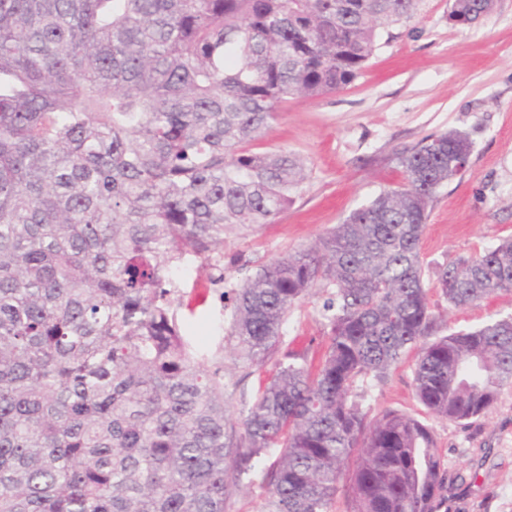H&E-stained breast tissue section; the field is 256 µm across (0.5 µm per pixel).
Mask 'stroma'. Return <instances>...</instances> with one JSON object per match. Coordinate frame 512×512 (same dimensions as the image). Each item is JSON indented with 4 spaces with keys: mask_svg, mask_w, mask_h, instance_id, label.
Wrapping results in <instances>:
<instances>
[{
    "mask_svg": "<svg viewBox=\"0 0 512 512\" xmlns=\"http://www.w3.org/2000/svg\"><path fill=\"white\" fill-rule=\"evenodd\" d=\"M452 0H420L409 21L380 31L378 47L345 89L289 99L251 151L284 150L298 157L305 178L275 221L224 237V284L204 269L183 278L179 317L208 368L224 376V400L239 416L271 374L230 354L231 309L224 296L261 265L312 245L355 208L404 181L401 151L456 129L472 143L461 176L441 186L428 207L421 241L424 280L439 267L512 238V0L469 28L449 18ZM327 293L315 289L292 311L279 353L304 350L319 362L328 339L321 317ZM440 332L448 334L512 313V291L480 305L448 308L439 295ZM409 351L385 379L374 383V410L394 409L429 423L448 463V512H512V387L472 426L427 414L415 396Z\"/></svg>",
    "mask_w": 512,
    "mask_h": 512,
    "instance_id": "obj_1",
    "label": "stroma"
}]
</instances>
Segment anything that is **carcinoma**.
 <instances>
[{
  "label": "carcinoma",
  "instance_id": "obj_1",
  "mask_svg": "<svg viewBox=\"0 0 512 512\" xmlns=\"http://www.w3.org/2000/svg\"><path fill=\"white\" fill-rule=\"evenodd\" d=\"M418 2L0 0V512H225L272 453L261 512H442L433 428L367 394L413 347L441 420L476 423L512 384V314L440 336L423 279L467 135L400 152L402 185L234 289L231 352L259 366L330 290L317 371L287 353L238 421L177 315L180 274L222 284L224 233L271 223L304 179L243 145L288 99L350 85ZM436 288L453 308L512 290V238Z\"/></svg>",
  "mask_w": 512,
  "mask_h": 512
}]
</instances>
